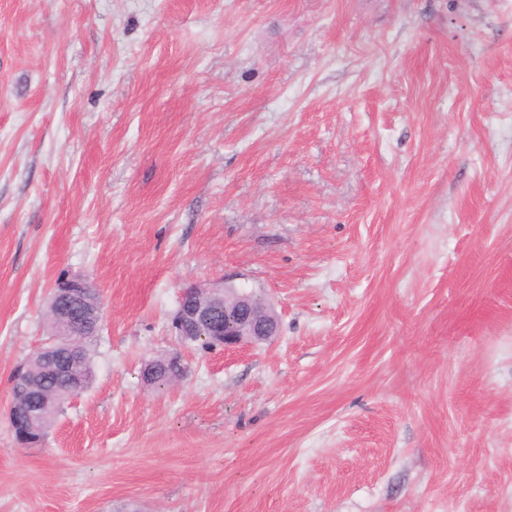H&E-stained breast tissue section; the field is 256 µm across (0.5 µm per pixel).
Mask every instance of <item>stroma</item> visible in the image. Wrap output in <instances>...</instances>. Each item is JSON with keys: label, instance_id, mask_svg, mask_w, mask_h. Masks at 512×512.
<instances>
[{"label": "stroma", "instance_id": "stroma-1", "mask_svg": "<svg viewBox=\"0 0 512 512\" xmlns=\"http://www.w3.org/2000/svg\"><path fill=\"white\" fill-rule=\"evenodd\" d=\"M70 277L94 381L23 448ZM192 283L279 336L181 345ZM0 512H512V0H0ZM91 288L92 285L82 278L67 279L60 283L50 304L54 335L47 338L51 339L48 346L37 348L20 367L21 372L26 370L29 379H37L36 373L39 376L44 372L48 362H60L73 370L74 362L83 356L80 336L90 337L84 342L85 362L80 370L75 371L81 376L93 378L89 346L92 337L99 332L101 304L93 298Z\"/></svg>", "mask_w": 512, "mask_h": 512}]
</instances>
